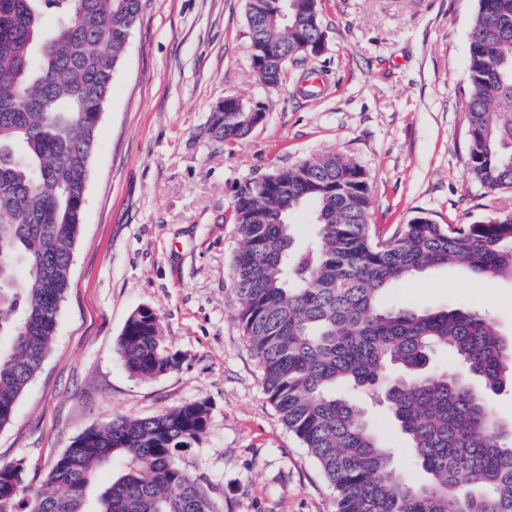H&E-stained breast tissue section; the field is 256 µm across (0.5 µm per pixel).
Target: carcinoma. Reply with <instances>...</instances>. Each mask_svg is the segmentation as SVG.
I'll list each match as a JSON object with an SVG mask.
<instances>
[{
    "mask_svg": "<svg viewBox=\"0 0 512 512\" xmlns=\"http://www.w3.org/2000/svg\"><path fill=\"white\" fill-rule=\"evenodd\" d=\"M250 3L253 55L271 56L280 85L290 60H277L324 31L288 29L277 11L303 23L318 0ZM139 12L140 0H0V428L49 352L70 288L95 113ZM469 45L466 165L487 191L512 193V0H479ZM245 120L215 108L211 130L235 145L248 136ZM273 175L236 189L238 318L268 401L333 488L336 512H512V424L485 399L512 387V342L476 310L382 300L436 266L512 277V210L471 224L413 220L387 234L369 223L370 178L355 161L319 154ZM299 211L303 237L292 233ZM117 354L140 379L178 364L159 316L137 311ZM359 397L386 405L425 481L397 469ZM207 416L195 402L111 419L75 439L37 489L1 465L0 512L23 502L28 512H217L177 457L205 434ZM115 460L123 473L89 499L95 470Z\"/></svg>",
    "mask_w": 512,
    "mask_h": 512,
    "instance_id": "1",
    "label": "carcinoma"
}]
</instances>
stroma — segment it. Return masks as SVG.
I'll return each instance as SVG.
<instances>
[{
  "label": "stroma",
  "mask_w": 512,
  "mask_h": 512,
  "mask_svg": "<svg viewBox=\"0 0 512 512\" xmlns=\"http://www.w3.org/2000/svg\"><path fill=\"white\" fill-rule=\"evenodd\" d=\"M478 0H321L326 48L265 87L251 64L246 0H141L112 76L91 158L83 224L45 362L0 428V465L41 485L92 427L206 403L205 435L178 455L217 512H334L320 469L266 398L239 322L237 186L334 152L371 176L370 221L468 224L512 207L466 167L468 33ZM322 94L306 95L304 72ZM227 95L266 117L238 145L213 136ZM418 308L488 311L512 338V278L437 267L390 288ZM160 317L176 368L143 380L120 362L130 315Z\"/></svg>",
  "instance_id": "1"
}]
</instances>
